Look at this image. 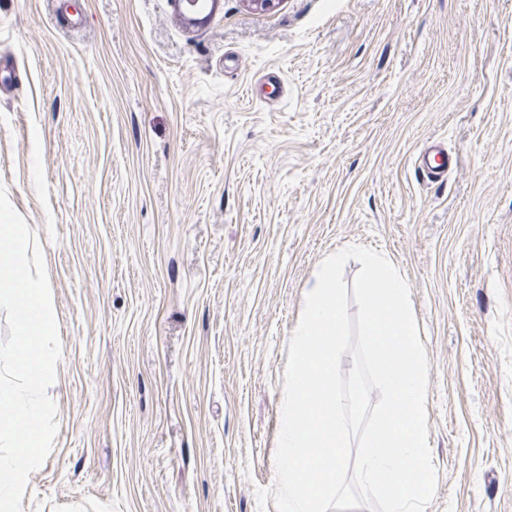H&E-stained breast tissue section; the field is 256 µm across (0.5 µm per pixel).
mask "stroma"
Instances as JSON below:
<instances>
[{"mask_svg": "<svg viewBox=\"0 0 512 512\" xmlns=\"http://www.w3.org/2000/svg\"><path fill=\"white\" fill-rule=\"evenodd\" d=\"M0 184L60 342L22 512H276L288 343L349 245L410 288L426 512H512V0H0ZM419 164L426 178L438 179L448 172L452 158L448 157V152L442 146L436 144L423 152Z\"/></svg>", "mask_w": 512, "mask_h": 512, "instance_id": "35a3bbf8", "label": "stroma"}]
</instances>
